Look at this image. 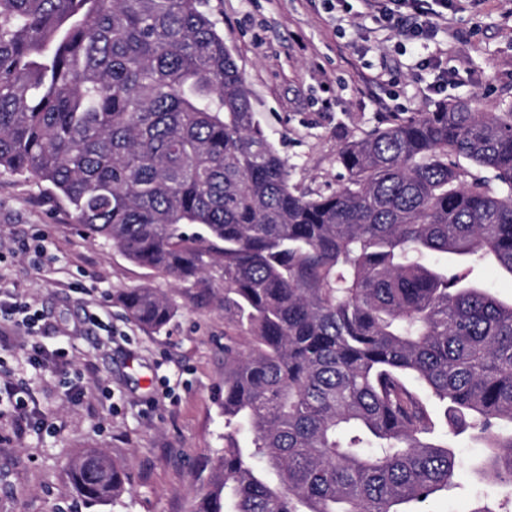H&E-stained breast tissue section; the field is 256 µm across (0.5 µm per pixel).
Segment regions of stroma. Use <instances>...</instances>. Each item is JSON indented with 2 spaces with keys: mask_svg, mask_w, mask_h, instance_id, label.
I'll return each instance as SVG.
<instances>
[{
  "mask_svg": "<svg viewBox=\"0 0 512 512\" xmlns=\"http://www.w3.org/2000/svg\"><path fill=\"white\" fill-rule=\"evenodd\" d=\"M212 19L250 91L256 117L309 195L343 181L339 148L395 118L470 99L481 112L512 103V0H466L428 39L385 29L361 0H209ZM0 284L44 316L66 363L26 361L14 337L0 377L26 390L49 427L15 436L0 418V512H192L224 449V284L185 289L87 236L45 185L0 174ZM157 289L176 313L161 330L127 319L131 288ZM95 312L102 327L91 325ZM105 451L128 473L124 492L90 506L71 460ZM426 512H472L507 490L460 472Z\"/></svg>",
  "mask_w": 512,
  "mask_h": 512,
  "instance_id": "stroma-1",
  "label": "stroma"
}]
</instances>
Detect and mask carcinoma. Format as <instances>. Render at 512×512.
<instances>
[{
    "label": "carcinoma",
    "mask_w": 512,
    "mask_h": 512,
    "mask_svg": "<svg viewBox=\"0 0 512 512\" xmlns=\"http://www.w3.org/2000/svg\"><path fill=\"white\" fill-rule=\"evenodd\" d=\"M207 0H0V173L183 288L221 270L224 450L194 512H422L473 468L512 488V106L448 101L344 143L309 197ZM139 326L173 306L123 293ZM485 448L468 463L453 439ZM93 505L127 476L70 464ZM480 275L492 290L502 299H512V281L493 266L480 268Z\"/></svg>",
    "instance_id": "obj_1"
}]
</instances>
